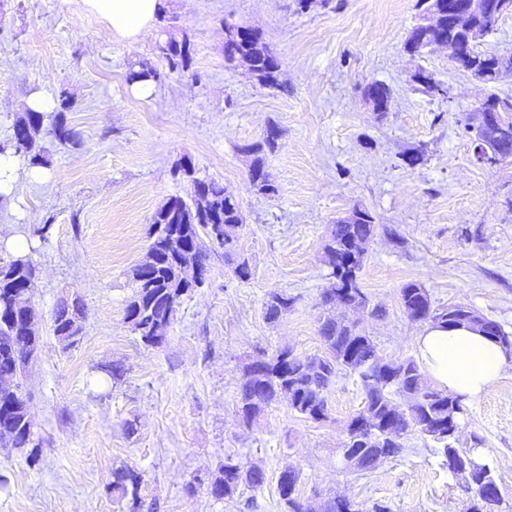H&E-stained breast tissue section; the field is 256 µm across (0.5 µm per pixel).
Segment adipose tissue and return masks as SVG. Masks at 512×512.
I'll use <instances>...</instances> for the list:
<instances>
[{"instance_id": "adipose-tissue-1", "label": "adipose tissue", "mask_w": 512, "mask_h": 512, "mask_svg": "<svg viewBox=\"0 0 512 512\" xmlns=\"http://www.w3.org/2000/svg\"><path fill=\"white\" fill-rule=\"evenodd\" d=\"M112 39L137 41L151 30L162 0H83ZM425 374L437 390L478 398L512 368V350L477 328L427 324L414 338Z\"/></svg>"}]
</instances>
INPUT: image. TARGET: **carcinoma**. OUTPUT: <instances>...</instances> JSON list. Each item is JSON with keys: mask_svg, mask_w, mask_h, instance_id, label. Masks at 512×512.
<instances>
[{"mask_svg": "<svg viewBox=\"0 0 512 512\" xmlns=\"http://www.w3.org/2000/svg\"><path fill=\"white\" fill-rule=\"evenodd\" d=\"M231 24L224 26V58L230 63L246 65L265 86L278 84L277 73L266 70L272 57L260 33L250 41L229 42ZM165 59L168 73H181L191 64L187 41L174 50L171 41L157 44ZM68 97L61 94V109L51 115L29 110L16 119L12 136L0 142V155L12 154L30 168H45L50 160L39 145L41 134L63 146H82L79 133L64 115ZM474 141L483 142L492 154L512 153V116L503 125L492 119L483 127L471 128ZM277 142L261 138L245 144L241 151L252 157L250 186L259 194L273 197L277 188L264 169V155ZM204 199L189 196L169 199L152 217L148 253L153 255L149 269L138 266L132 271L134 289L126 301V319L141 341L162 348L168 343V328L185 296L202 287L210 271L211 255L222 250L229 258L240 250L242 215L236 199L210 179ZM374 217L366 210H355L331 226L323 249L329 258L332 282L321 297L322 304H341L348 310H361L380 317L383 310L371 305L363 291L359 272L363 267L367 245L375 235ZM32 261L27 256L0 261V446L3 448L40 447L33 430L30 405L21 391L20 380L39 347L35 338V313L31 305L34 292ZM293 298L273 293L266 301L268 320H278L292 306ZM404 313L414 321L431 320L449 325L476 326L488 336L512 347V335L495 321L479 315L472 308L458 304L434 309L427 289L407 283L400 291ZM83 316L78 303L66 300L53 311L54 335L72 345L82 335ZM319 335L325 347L321 356L301 359L283 349L271 357L260 356L247 364L238 397L237 412L247 423L256 419L264 408L288 398L289 408L300 417L313 421L328 418L327 390L341 371L356 374L364 392V405L346 429L340 456L350 462L349 470L366 472L383 459L393 458L402 450L401 439L410 430L443 445L448 464L473 460L471 448L454 446L459 420L467 413L465 398L439 391L428 385L420 365L412 358L390 361L383 358L371 337L346 318L325 316L320 319ZM300 473L294 467L284 469L278 491L288 512H309L296 497ZM265 481L264 472L243 468L228 456L217 470L187 484L193 494L205 486L217 500L231 499L240 487L257 488ZM465 487L470 489L463 512H512V504L501 494L493 470L486 464L464 469ZM142 475L124 467L112 472V492L119 498L130 497V512H158L155 501L139 495ZM324 512H359L356 504L336 496Z\"/></svg>", "mask_w": 512, "mask_h": 512, "instance_id": "cac0c4a2", "label": "carcinoma"}]
</instances>
